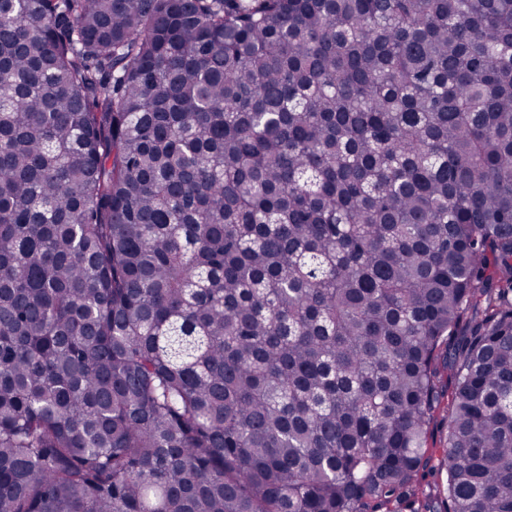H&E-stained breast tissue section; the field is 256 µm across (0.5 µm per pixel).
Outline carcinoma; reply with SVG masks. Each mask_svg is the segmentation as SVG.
Here are the masks:
<instances>
[{
    "label": "carcinoma",
    "mask_w": 512,
    "mask_h": 512,
    "mask_svg": "<svg viewBox=\"0 0 512 512\" xmlns=\"http://www.w3.org/2000/svg\"><path fill=\"white\" fill-rule=\"evenodd\" d=\"M0 512H512V0H0Z\"/></svg>",
    "instance_id": "1"
}]
</instances>
